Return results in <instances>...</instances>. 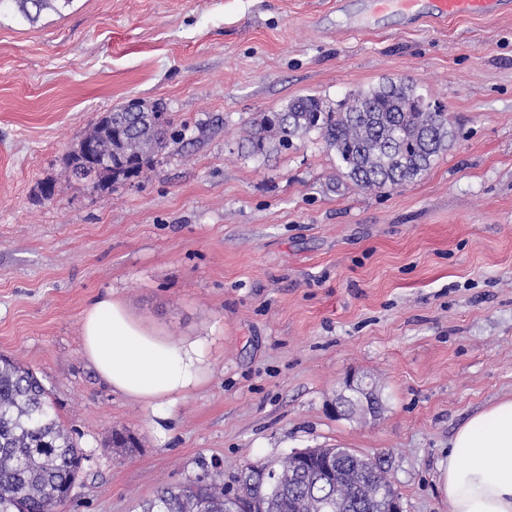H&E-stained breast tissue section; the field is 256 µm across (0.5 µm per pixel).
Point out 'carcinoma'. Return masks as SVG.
<instances>
[{
  "mask_svg": "<svg viewBox=\"0 0 512 512\" xmlns=\"http://www.w3.org/2000/svg\"><path fill=\"white\" fill-rule=\"evenodd\" d=\"M34 23L72 0H0ZM333 108L318 96L298 97L250 121L245 141L255 153L288 147L316 132L336 154L357 189L400 186L426 173L456 132L448 113L423 102L414 84L387 81ZM168 120L132 103L101 117L69 155L68 167L95 187L139 175L167 147ZM94 140L112 155V167L85 152ZM305 458L247 462L238 491H224L222 475L161 490L141 512H386L398 495L379 459L348 448H312ZM85 454L55 413L49 393L29 367L0 354V512H55L70 498Z\"/></svg>",
  "mask_w": 512,
  "mask_h": 512,
  "instance_id": "1",
  "label": "carcinoma"
}]
</instances>
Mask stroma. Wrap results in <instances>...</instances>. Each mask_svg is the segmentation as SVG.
Returning <instances> with one entry per match:
<instances>
[{
	"label": "stroma",
	"mask_w": 512,
	"mask_h": 512,
	"mask_svg": "<svg viewBox=\"0 0 512 512\" xmlns=\"http://www.w3.org/2000/svg\"><path fill=\"white\" fill-rule=\"evenodd\" d=\"M360 0H73L0 10V353L38 375L86 455L67 512H140L166 486L306 448L378 457L403 512H448L455 429L512 397V14L353 31ZM413 82L457 136L421 178L352 190L318 133L253 154L259 112ZM130 100L173 144L110 188L67 157ZM110 294L206 382L163 430L82 348ZM382 389L378 417L331 404ZM138 442L112 448L113 430ZM73 0H1L0 7L5 2L14 4L17 12L29 22H36L43 12L51 11L57 14L72 3ZM373 393V387L368 383L362 381V379H355V375L349 377L347 382L344 383L341 393L336 396V401L331 404V409L336 413V416H341L346 410V400L351 399L353 396L359 397L363 401H367L371 398Z\"/></svg>",
	"instance_id": "stroma-1"
}]
</instances>
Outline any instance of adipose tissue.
I'll return each mask as SVG.
<instances>
[{
    "instance_id": "1",
    "label": "adipose tissue",
    "mask_w": 512,
    "mask_h": 512,
    "mask_svg": "<svg viewBox=\"0 0 512 512\" xmlns=\"http://www.w3.org/2000/svg\"><path fill=\"white\" fill-rule=\"evenodd\" d=\"M82 329L84 354L100 378L146 404L159 420H167L170 405L206 380L204 341L171 346L113 297L87 306ZM439 489L448 512H512V398L489 404L456 430Z\"/></svg>"
}]
</instances>
